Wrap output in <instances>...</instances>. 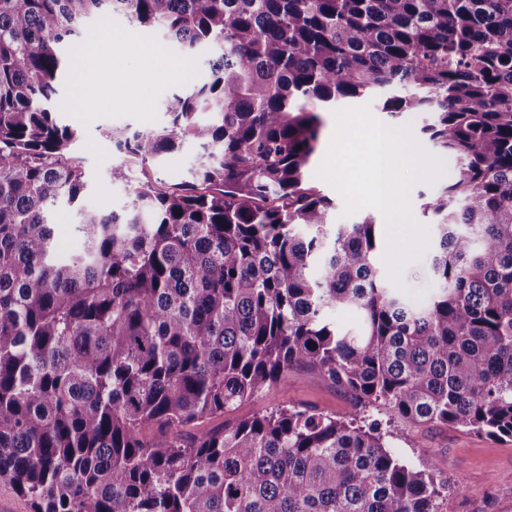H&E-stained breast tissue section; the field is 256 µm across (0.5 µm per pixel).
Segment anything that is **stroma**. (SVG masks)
<instances>
[{
    "label": "stroma",
    "mask_w": 512,
    "mask_h": 512,
    "mask_svg": "<svg viewBox=\"0 0 512 512\" xmlns=\"http://www.w3.org/2000/svg\"><path fill=\"white\" fill-rule=\"evenodd\" d=\"M211 55L209 49L198 50L190 59V74L185 79L169 73H151L150 99L145 108L116 102L101 109L91 123L77 120L72 113L70 81L57 82L56 119L78 132L70 159L83 171L87 184L84 200L88 205L118 209L125 205L131 194L130 183L112 175L121 158L106 138V131L165 124V100L187 85L203 81ZM199 153L197 145L185 144L165 164L147 166L146 173L161 180L167 188H177L191 180L193 164ZM353 405V397L320 372L294 367L289 369L285 382L255 397L240 407L238 413L250 416L278 408L298 407L340 416L350 412ZM386 442L395 454L410 464L431 461L441 478L450 482L451 491L441 505V512H512L511 440H497L447 426H425L414 430L396 429Z\"/></svg>",
    "instance_id": "stroma-1"
}]
</instances>
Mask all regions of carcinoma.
Here are the masks:
<instances>
[{"mask_svg":"<svg viewBox=\"0 0 512 512\" xmlns=\"http://www.w3.org/2000/svg\"><path fill=\"white\" fill-rule=\"evenodd\" d=\"M100 11L217 51L165 126L106 132L113 176L202 153L179 189L79 209L82 248L61 257L49 211L85 184L48 102L59 49L95 38L79 22ZM378 94L431 113L422 133L459 163L424 204V306L386 284L372 219L328 233L308 180L321 112ZM294 365L353 411L186 431ZM373 404L512 439V0H0V485L31 512H441L447 484L362 422Z\"/></svg>","mask_w":512,"mask_h":512,"instance_id":"cac0c4a2","label":"carcinoma"}]
</instances>
